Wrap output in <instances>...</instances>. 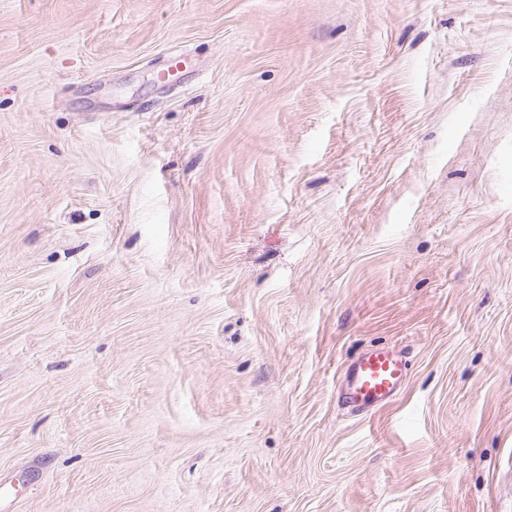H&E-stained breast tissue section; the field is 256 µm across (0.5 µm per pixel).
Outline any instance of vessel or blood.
Listing matches in <instances>:
<instances>
[{"label": "vessel or blood", "instance_id": "obj_1", "mask_svg": "<svg viewBox=\"0 0 512 512\" xmlns=\"http://www.w3.org/2000/svg\"><path fill=\"white\" fill-rule=\"evenodd\" d=\"M406 375L407 361L402 351L390 347L366 350L346 370L342 402L358 415L380 409L399 394Z\"/></svg>", "mask_w": 512, "mask_h": 512}]
</instances>
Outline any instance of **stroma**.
Returning <instances> with one entry per match:
<instances>
[{
  "label": "stroma",
  "instance_id": "35a3bbf8",
  "mask_svg": "<svg viewBox=\"0 0 512 512\" xmlns=\"http://www.w3.org/2000/svg\"><path fill=\"white\" fill-rule=\"evenodd\" d=\"M0 512H512V0H0ZM406 375L407 361L402 351L390 347L366 350L347 367L342 403L357 415L378 410L395 399Z\"/></svg>",
  "mask_w": 512,
  "mask_h": 512
}]
</instances>
